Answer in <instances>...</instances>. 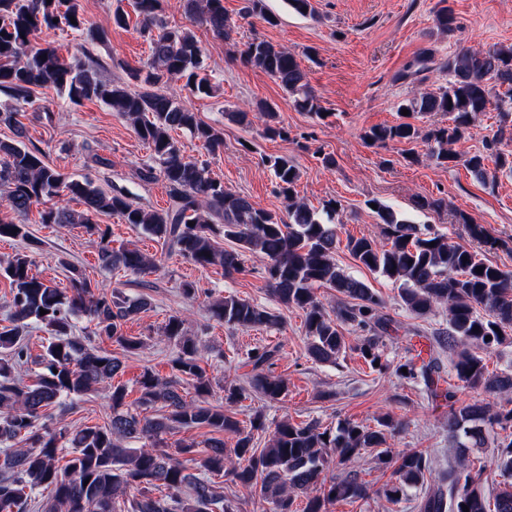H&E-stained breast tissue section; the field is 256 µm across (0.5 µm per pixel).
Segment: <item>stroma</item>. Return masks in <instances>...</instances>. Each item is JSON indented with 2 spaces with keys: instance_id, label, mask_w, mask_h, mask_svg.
<instances>
[{
  "instance_id": "1",
  "label": "stroma",
  "mask_w": 512,
  "mask_h": 512,
  "mask_svg": "<svg viewBox=\"0 0 512 512\" xmlns=\"http://www.w3.org/2000/svg\"><path fill=\"white\" fill-rule=\"evenodd\" d=\"M80 4L89 24L108 29V39L95 43L70 30L46 32L45 40L64 59L93 57L107 81L126 79L129 69L144 65L148 43L137 23L125 29L112 26L116 0H80ZM312 4L315 14L310 17L295 12L285 0H265L267 11L276 18L271 26L244 16L245 0H224L231 23L227 37H216L205 26L196 27L203 64L216 91L209 97L192 95L181 78L171 81L170 88L202 121L223 130L224 146L210 151L186 132L177 133L176 139L185 155L203 165L209 176L247 195L264 210L281 215L286 209L266 163L271 156L294 162L300 172L298 194L311 207L337 202L340 241L336 262L384 299L383 312L391 318L392 327L382 336L380 348L383 359L394 364L405 354L406 328H442L445 316L440 313L420 320L411 315L401 306L396 285L359 266L346 249L345 239L381 237L382 226L369 205L375 199L409 221L431 225L451 242L467 246L471 240L457 221L463 213L503 242L496 249L482 248L481 258L512 268V177L500 173L483 183L463 165L436 167L426 158L429 146L425 142L377 148L368 145L363 134L370 127L399 122L396 105L401 100L446 84L447 75L438 71L399 80V73L422 49H433L443 60L462 48L485 50L512 43V0H312ZM444 6L456 25L449 36L436 25V12ZM256 38L302 57L322 116L299 111L273 79L242 63L241 51ZM33 98L34 105H20L18 119L27 141L43 151L46 164L69 177H90L99 189L125 193L153 209L170 206L163 182L146 183L139 178L140 168L150 160L148 145L108 105L97 101L76 105L52 89H35ZM260 101L276 105L287 137L265 136L264 121L257 117L248 127L225 120V111ZM326 155L335 159L334 168L323 166ZM422 199L439 201L440 206L420 209L417 203ZM41 211V206H33L26 219L30 234L42 242L32 255V274L66 292L71 288L68 267L73 264L82 268L92 287L117 288L131 298L143 294L150 298V309L124 327L127 335L144 342L137 354L122 358L118 379L128 389L127 403L139 396L136 381L143 370H153L163 378L172 376L176 346L162 336L161 329L170 316L182 315L187 335L200 345L201 365L212 383V404L224 403L225 378L243 380L249 375L248 350L258 345L278 348L274 370L287 379L288 393L278 402L247 393L229 406L241 423L259 413L270 427L285 418L293 423L316 420L325 427L344 420L371 425L389 413L404 423L398 434L388 438L389 451L416 448L443 465L457 453L456 442L448 436L445 408L433 407L421 387L404 383L393 372L372 371L355 349L360 333L345 330L347 351L334 366L309 357L301 310L280 309L283 327L279 330H231L212 319L211 299L227 295L275 306L261 274L260 256L244 253V272L228 276L222 269L202 268L167 253L161 242L141 229L118 216L102 214L95 222L109 228L112 248H136L158 262L157 270L146 275L107 270L98 261L97 236L86 225L45 224ZM187 282L201 288V296L186 298L182 286ZM111 412L109 386L103 383L55 417L74 431L104 424Z\"/></svg>"
}]
</instances>
